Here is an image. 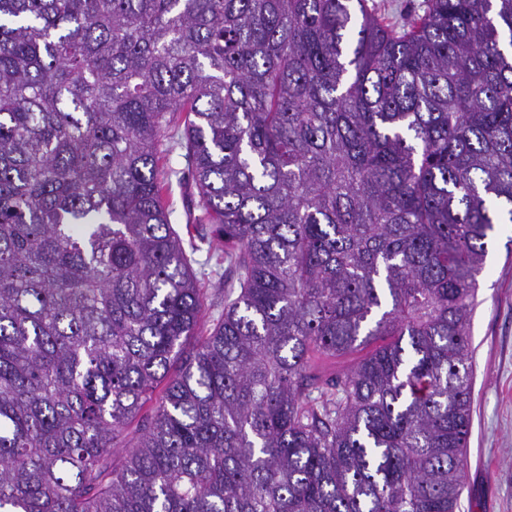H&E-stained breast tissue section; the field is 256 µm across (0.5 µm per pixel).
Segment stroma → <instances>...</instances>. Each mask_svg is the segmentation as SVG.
Wrapping results in <instances>:
<instances>
[{"instance_id": "35a3bbf8", "label": "stroma", "mask_w": 512, "mask_h": 512, "mask_svg": "<svg viewBox=\"0 0 512 512\" xmlns=\"http://www.w3.org/2000/svg\"><path fill=\"white\" fill-rule=\"evenodd\" d=\"M190 231L198 249L193 268L199 285L215 291L224 283V267L207 249V224ZM512 224L497 225L479 278L470 340L474 385L468 468L459 512H512Z\"/></svg>"}]
</instances>
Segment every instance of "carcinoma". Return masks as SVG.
Masks as SVG:
<instances>
[{
    "instance_id": "carcinoma-1",
    "label": "carcinoma",
    "mask_w": 512,
    "mask_h": 512,
    "mask_svg": "<svg viewBox=\"0 0 512 512\" xmlns=\"http://www.w3.org/2000/svg\"><path fill=\"white\" fill-rule=\"evenodd\" d=\"M497 224L512 0H0V512H457ZM367 3L398 28L407 25L416 15H422L426 7V0H368ZM170 164L178 169H182V171H185V174L181 173L179 175L181 177L180 181L177 180L175 177L173 178L170 190V197L171 202L173 203V206L177 211V214L181 216V220L178 221L179 223L174 224L173 226L177 229L181 238L184 240V246L186 250H190L188 244L189 236L185 228V213L189 208H191L192 210L191 200L193 199L194 187L192 184L191 176L188 175L187 169L185 168V162L183 159L179 158L177 154H174L171 157ZM193 217L194 214L192 210V218ZM196 225L195 229H191V235L199 250L194 254L196 263L193 264V268L199 280V287L205 288L207 292H214L216 288H221L224 284V262L218 264L208 252L207 243L202 241V238L206 239L211 236L210 224Z\"/></svg>"
}]
</instances>
